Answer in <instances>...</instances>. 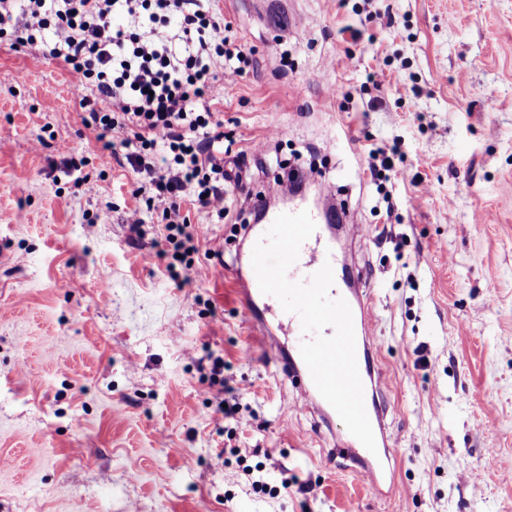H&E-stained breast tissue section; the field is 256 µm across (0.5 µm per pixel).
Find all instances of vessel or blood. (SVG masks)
Masks as SVG:
<instances>
[{"instance_id": "b4317fda", "label": "vessel or blood", "mask_w": 512, "mask_h": 512, "mask_svg": "<svg viewBox=\"0 0 512 512\" xmlns=\"http://www.w3.org/2000/svg\"><path fill=\"white\" fill-rule=\"evenodd\" d=\"M335 257L333 243L322 230H315L302 244L299 258L290 268L288 277L293 281L307 280L311 274L322 267L325 261ZM362 283V277L335 274L330 295L334 298L354 297L358 300L357 305L351 309L356 338V359L364 387L365 408L378 450L374 453L370 452L359 440L352 437L347 442L346 451L357 459L369 479L372 490L376 491L382 484L386 467L391 464V457L387 449L388 441L384 434L383 412L379 400L382 377L374 367V340L370 327L371 310L366 301L359 298ZM234 288L248 311L253 341L264 347L272 346L275 336L270 318L282 313L280 303L274 297L261 293L254 269L250 266L236 268ZM282 369L286 374L299 379L300 386L310 403L320 407L325 406L326 401L314 385L301 355L291 356L289 360L284 361Z\"/></svg>"}]
</instances>
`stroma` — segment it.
I'll list each match as a JSON object with an SVG mask.
<instances>
[{
	"mask_svg": "<svg viewBox=\"0 0 512 512\" xmlns=\"http://www.w3.org/2000/svg\"><path fill=\"white\" fill-rule=\"evenodd\" d=\"M267 3L217 2L253 59L209 93L245 193L221 220L183 205L204 273L183 287L64 64L0 41V512H512V0ZM395 139L389 216L365 168ZM314 160L373 308L382 498L330 457L345 425L251 347L230 280L266 185Z\"/></svg>",
	"mask_w": 512,
	"mask_h": 512,
	"instance_id": "obj_1",
	"label": "stroma"
}]
</instances>
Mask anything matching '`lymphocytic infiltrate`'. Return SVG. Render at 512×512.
<instances>
[{"label": "lymphocytic infiltrate", "instance_id": "1", "mask_svg": "<svg viewBox=\"0 0 512 512\" xmlns=\"http://www.w3.org/2000/svg\"><path fill=\"white\" fill-rule=\"evenodd\" d=\"M47 46L74 78L102 162L125 160L162 204L174 255L196 249L183 204L216 216L237 197L224 168V122L208 93L242 74L245 47L226 33L214 0H0V37Z\"/></svg>", "mask_w": 512, "mask_h": 512}]
</instances>
